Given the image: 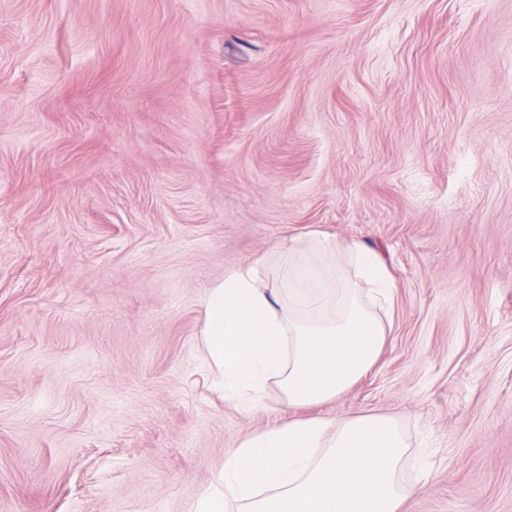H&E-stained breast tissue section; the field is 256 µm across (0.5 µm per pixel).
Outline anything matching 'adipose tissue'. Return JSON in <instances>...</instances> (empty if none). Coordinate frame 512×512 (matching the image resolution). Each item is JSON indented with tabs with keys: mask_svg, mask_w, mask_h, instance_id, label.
I'll use <instances>...</instances> for the list:
<instances>
[{
	"mask_svg": "<svg viewBox=\"0 0 512 512\" xmlns=\"http://www.w3.org/2000/svg\"><path fill=\"white\" fill-rule=\"evenodd\" d=\"M230 271L203 300L202 353L225 400L250 408L269 382L289 405L335 398L377 361L387 331L374 311L390 302L382 255L320 232L293 237L269 259Z\"/></svg>",
	"mask_w": 512,
	"mask_h": 512,
	"instance_id": "obj_1",
	"label": "adipose tissue"
}]
</instances>
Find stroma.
I'll use <instances>...</instances> for the list:
<instances>
[{
	"instance_id": "35a3bbf8",
	"label": "stroma",
	"mask_w": 512,
	"mask_h": 512,
	"mask_svg": "<svg viewBox=\"0 0 512 512\" xmlns=\"http://www.w3.org/2000/svg\"><path fill=\"white\" fill-rule=\"evenodd\" d=\"M383 255L376 364L246 411L202 300ZM399 418V512H512V0H0V512H190L295 419Z\"/></svg>"
}]
</instances>
